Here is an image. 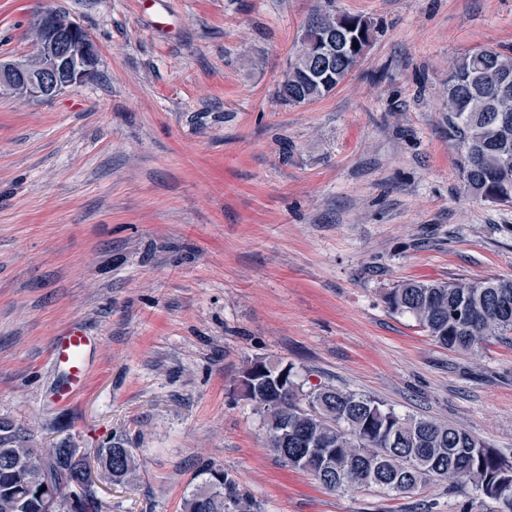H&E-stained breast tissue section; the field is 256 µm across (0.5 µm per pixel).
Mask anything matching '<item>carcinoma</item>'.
<instances>
[{
	"mask_svg": "<svg viewBox=\"0 0 512 512\" xmlns=\"http://www.w3.org/2000/svg\"><path fill=\"white\" fill-rule=\"evenodd\" d=\"M330 32L336 55L319 68L315 52L299 53L277 90L288 104L316 101L352 72L373 37L361 15L319 8L301 42ZM358 47H353V43ZM448 140L457 150L463 188L473 199L512 206V53L480 48L448 71ZM389 309L411 316L439 346L471 353L490 339L512 335V278L469 282L404 280L386 296ZM239 391L262 416L270 448L289 467L311 474L325 489L411 493L429 481L473 489L512 512V461L465 429L432 418L403 416L376 398L324 386L303 391L291 363L251 362ZM34 434L0 422V512H103L93 495L75 496L84 462L64 442L44 448ZM101 468L120 484L136 470L134 449L116 438L99 449ZM184 497L183 512H258L239 480L208 464Z\"/></svg>",
	"mask_w": 512,
	"mask_h": 512,
	"instance_id": "cac0c4a2",
	"label": "carcinoma"
}]
</instances>
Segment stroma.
<instances>
[{"mask_svg": "<svg viewBox=\"0 0 512 512\" xmlns=\"http://www.w3.org/2000/svg\"><path fill=\"white\" fill-rule=\"evenodd\" d=\"M317 0H0V59L36 10L91 35V80L0 96V418L137 471H93L107 512H182L203 464L262 512H459L445 485L331 492L266 445L246 364L293 363L396 412L461 426L512 460V343L438 346L385 296L399 281L512 278V207L474 200L448 139V70L512 49V0H333L375 27L328 96L276 95ZM99 343L57 407L50 343ZM125 445L124 439L116 438L109 448H101L98 451L100 466L113 483L127 481L136 470L135 448H125Z\"/></svg>", "mask_w": 512, "mask_h": 512, "instance_id": "1", "label": "stroma"}]
</instances>
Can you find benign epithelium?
<instances>
[{"instance_id":"1","label":"benign epithelium","mask_w":512,"mask_h":512,"mask_svg":"<svg viewBox=\"0 0 512 512\" xmlns=\"http://www.w3.org/2000/svg\"><path fill=\"white\" fill-rule=\"evenodd\" d=\"M36 52L24 60L0 61V95L47 100L90 80L98 53L77 22L62 23L54 12H37L30 23Z\"/></svg>"}]
</instances>
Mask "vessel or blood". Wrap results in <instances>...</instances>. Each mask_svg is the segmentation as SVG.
Returning a JSON list of instances; mask_svg holds the SVG:
<instances>
[{
  "label": "vessel or blood",
  "mask_w": 512,
  "mask_h": 512,
  "mask_svg": "<svg viewBox=\"0 0 512 512\" xmlns=\"http://www.w3.org/2000/svg\"><path fill=\"white\" fill-rule=\"evenodd\" d=\"M94 343V337L77 325L65 327L53 339L50 357L59 375L58 384L51 396L54 405L70 406L85 390Z\"/></svg>",
  "instance_id": "1"
}]
</instances>
